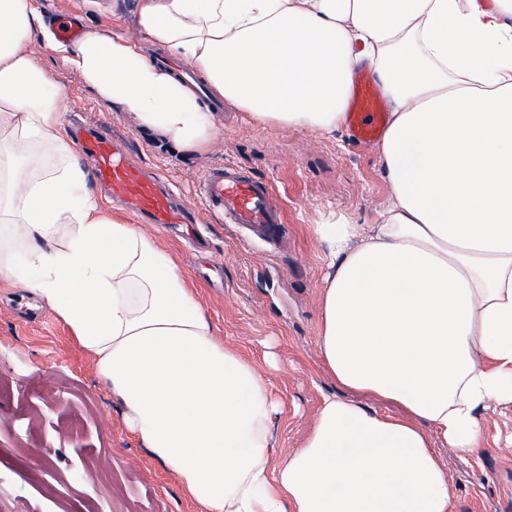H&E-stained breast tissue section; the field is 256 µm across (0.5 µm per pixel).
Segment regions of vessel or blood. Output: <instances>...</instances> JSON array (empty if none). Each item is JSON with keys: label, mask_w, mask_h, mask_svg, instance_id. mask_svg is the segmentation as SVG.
Segmentation results:
<instances>
[{"label": "vessel or blood", "mask_w": 512, "mask_h": 512, "mask_svg": "<svg viewBox=\"0 0 512 512\" xmlns=\"http://www.w3.org/2000/svg\"><path fill=\"white\" fill-rule=\"evenodd\" d=\"M387 114L370 79H361L354 91L347 119L353 137L369 144L382 133ZM76 143L83 153L94 156V177L100 189L123 203L137 218L161 226L184 224L186 212L174 202V194L159 177L131 160L125 146L115 141L102 124L76 123ZM207 207L224 216L225 223L246 226L257 240L270 244L279 236L285 210L266 180L230 165L206 170L198 183Z\"/></svg>", "instance_id": "vessel-or-blood-1"}]
</instances>
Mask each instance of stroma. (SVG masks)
<instances>
[{
    "label": "stroma",
    "instance_id": "1",
    "mask_svg": "<svg viewBox=\"0 0 512 512\" xmlns=\"http://www.w3.org/2000/svg\"><path fill=\"white\" fill-rule=\"evenodd\" d=\"M46 21L78 11L83 32H122L145 43L139 0H33ZM18 48L50 75L64 121L102 123L143 168L160 174L195 211L208 247L194 251L184 228L153 224L142 232L170 254L216 336L270 378L279 412L276 456L296 453L333 385L320 363V299L325 269L312 227L330 214L371 223L389 203L375 146L348 131L263 128L233 105L215 115L216 133L200 152L184 153L142 128L135 113L103 102L82 76L41 39ZM229 163L267 179L285 208L276 246L209 212L197 195L203 172ZM19 287L0 277V512H203L127 426L123 410L53 312L26 322L8 306ZM484 448L472 453L430 444L448 476L451 512H512V407L480 419Z\"/></svg>",
    "mask_w": 512,
    "mask_h": 512
}]
</instances>
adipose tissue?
<instances>
[{"label":"adipose tissue","mask_w":512,"mask_h":512,"mask_svg":"<svg viewBox=\"0 0 512 512\" xmlns=\"http://www.w3.org/2000/svg\"><path fill=\"white\" fill-rule=\"evenodd\" d=\"M0 15V276L96 356L151 456L205 512H450L430 435L476 450L481 414L512 405V0H141L151 42L261 126L336 134L362 71L388 105L389 205L313 227L337 391L277 466L269 380L216 338L173 259L104 215L18 43L38 34L180 151L206 148L213 113L121 33L69 41L31 0Z\"/></svg>","instance_id":"1"}]
</instances>
